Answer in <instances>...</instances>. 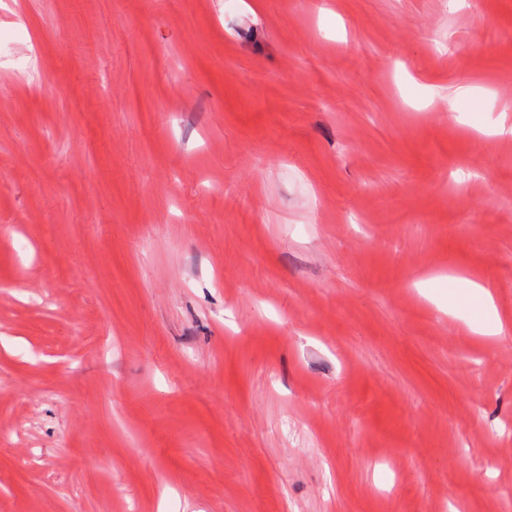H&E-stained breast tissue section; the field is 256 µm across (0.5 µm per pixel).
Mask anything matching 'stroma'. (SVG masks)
Returning a JSON list of instances; mask_svg holds the SVG:
<instances>
[{
    "label": "stroma",
    "mask_w": 512,
    "mask_h": 512,
    "mask_svg": "<svg viewBox=\"0 0 512 512\" xmlns=\"http://www.w3.org/2000/svg\"><path fill=\"white\" fill-rule=\"evenodd\" d=\"M12 51L0 512H512L441 280L512 319V0H0Z\"/></svg>",
    "instance_id": "stroma-1"
}]
</instances>
